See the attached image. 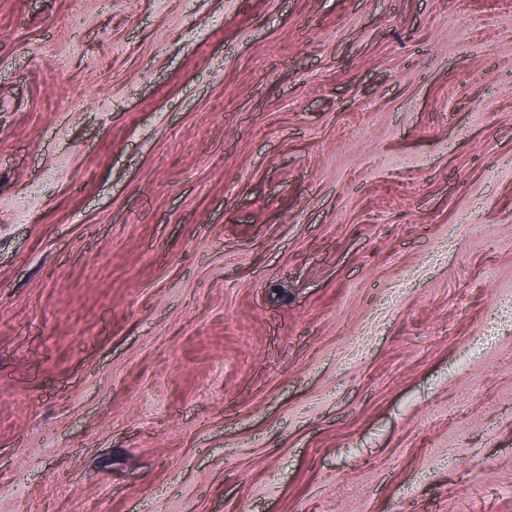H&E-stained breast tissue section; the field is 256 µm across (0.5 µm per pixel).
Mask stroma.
<instances>
[{
  "mask_svg": "<svg viewBox=\"0 0 512 512\" xmlns=\"http://www.w3.org/2000/svg\"><path fill=\"white\" fill-rule=\"evenodd\" d=\"M0 512H512V0H0Z\"/></svg>",
  "mask_w": 512,
  "mask_h": 512,
  "instance_id": "stroma-1",
  "label": "stroma"
}]
</instances>
